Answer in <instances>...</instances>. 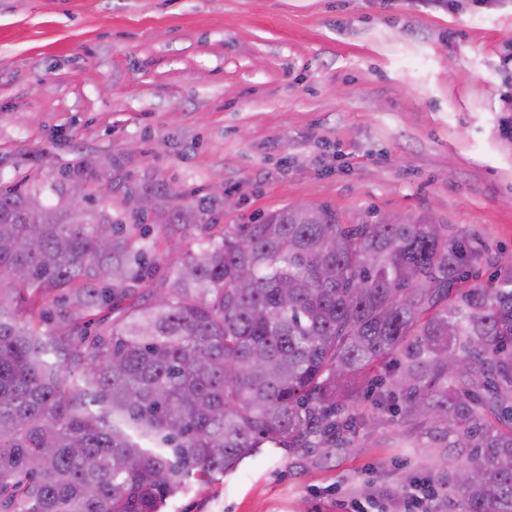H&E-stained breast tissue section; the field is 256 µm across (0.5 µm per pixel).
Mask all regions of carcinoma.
I'll list each match as a JSON object with an SVG mask.
<instances>
[{"mask_svg":"<svg viewBox=\"0 0 512 512\" xmlns=\"http://www.w3.org/2000/svg\"><path fill=\"white\" fill-rule=\"evenodd\" d=\"M116 167L85 156L55 180ZM128 192L158 199L171 232L212 207L151 176ZM145 237L0 187V512H163L263 444H350L367 384L469 449L445 481L457 512H512V274L467 284L479 247L426 218L302 206L224 225L150 290Z\"/></svg>","mask_w":512,"mask_h":512,"instance_id":"cac0c4a2","label":"carcinoma"}]
</instances>
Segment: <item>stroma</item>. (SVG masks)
Masks as SVG:
<instances>
[{
  "label": "stroma",
  "instance_id": "obj_1",
  "mask_svg": "<svg viewBox=\"0 0 512 512\" xmlns=\"http://www.w3.org/2000/svg\"><path fill=\"white\" fill-rule=\"evenodd\" d=\"M85 155L121 171L89 204L135 219L127 179L151 172L206 224L326 204L345 223L426 216L481 244L474 284L512 255V0H0V185L60 194ZM158 256L197 250L204 226ZM372 425L352 448L261 449L168 512H397L408 479L462 463L439 427Z\"/></svg>",
  "mask_w": 512,
  "mask_h": 512
}]
</instances>
